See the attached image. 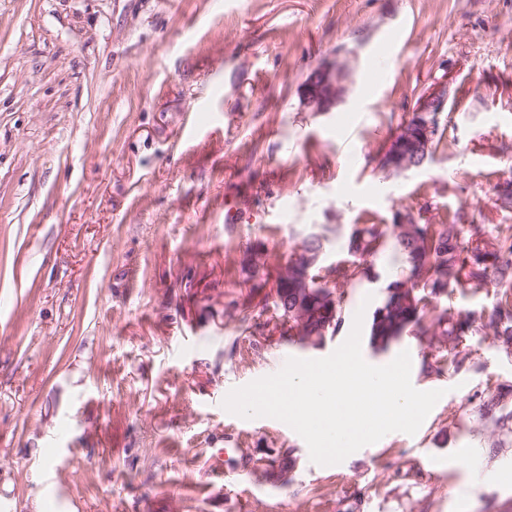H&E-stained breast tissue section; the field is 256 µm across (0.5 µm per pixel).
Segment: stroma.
Masks as SVG:
<instances>
[{"instance_id":"stroma-1","label":"stroma","mask_w":512,"mask_h":512,"mask_svg":"<svg viewBox=\"0 0 512 512\" xmlns=\"http://www.w3.org/2000/svg\"><path fill=\"white\" fill-rule=\"evenodd\" d=\"M350 71L327 112L303 97ZM450 85L445 139L400 174L374 156L419 93ZM512 0H0V512H512V352L470 337L442 377L411 334V382L444 395L415 435L311 462L225 390L323 358L371 322L402 257L348 290L317 349L270 319L243 251L311 232L324 264L353 225L462 212L512 224ZM506 389L500 407L480 406ZM227 448L244 449L222 468ZM282 454L290 485L257 473ZM315 72L317 83L303 85L304 100L315 112L330 111L347 92V67L336 60L321 64Z\"/></svg>"}]
</instances>
